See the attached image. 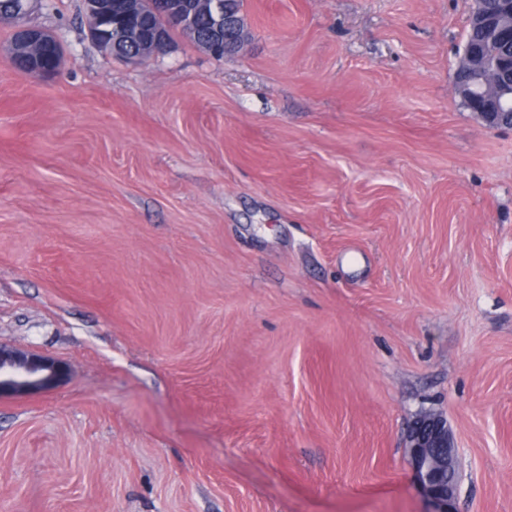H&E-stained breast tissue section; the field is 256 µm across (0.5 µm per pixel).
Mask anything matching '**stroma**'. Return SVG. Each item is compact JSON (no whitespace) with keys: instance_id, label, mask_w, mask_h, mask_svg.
Returning a JSON list of instances; mask_svg holds the SVG:
<instances>
[{"instance_id":"obj_1","label":"stroma","mask_w":512,"mask_h":512,"mask_svg":"<svg viewBox=\"0 0 512 512\" xmlns=\"http://www.w3.org/2000/svg\"><path fill=\"white\" fill-rule=\"evenodd\" d=\"M82 0L0 22V512H512V129L452 88L473 0H244L241 53L130 63ZM14 33H15V40H14L13 44L16 47L19 45H25V46L40 45V44L47 42L49 40L50 36H52L57 42H59V40L55 36H53L52 34L47 32L46 30H44L40 27L27 25L25 23H20V24L16 25V27L14 28ZM59 372V365L51 359L0 347V396L4 392L24 394L47 389ZM453 447L447 421L440 416H421L408 434L414 476L434 512H453L448 511L456 492Z\"/></svg>"}]
</instances>
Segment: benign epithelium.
<instances>
[{
    "label": "benign epithelium",
    "mask_w": 512,
    "mask_h": 512,
    "mask_svg": "<svg viewBox=\"0 0 512 512\" xmlns=\"http://www.w3.org/2000/svg\"><path fill=\"white\" fill-rule=\"evenodd\" d=\"M502 7L492 15L483 10L482 2L471 14L470 24L480 29L490 41L512 38V0H501ZM152 11L157 22L144 36L150 54L166 52L169 44L166 30L173 22L181 21L174 13L170 0H152ZM242 19L227 18L222 8L210 22L209 34L224 39V44L234 43V34ZM14 46H36L47 42L46 30L20 23L14 28ZM464 56L469 58L468 79L462 81L456 94L466 101L469 109L481 120L491 118V113L504 111L512 98V83L503 82L504 70L512 71V59L488 61L483 53L469 48ZM60 372L59 365L46 357L24 354L0 347V395L24 394L50 387ZM408 448L415 479L426 497L435 505L434 512H448V505L456 492L453 441L447 421L436 415H424L415 421L408 434Z\"/></svg>",
    "instance_id": "obj_1"
}]
</instances>
